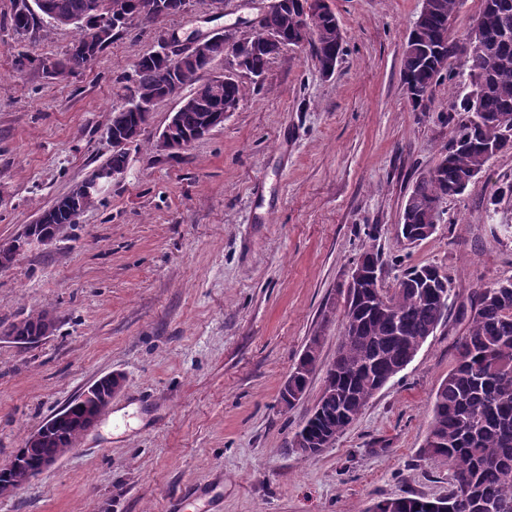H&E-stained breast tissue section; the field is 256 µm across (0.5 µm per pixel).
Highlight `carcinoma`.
I'll use <instances>...</instances> for the list:
<instances>
[{
  "instance_id": "1",
  "label": "carcinoma",
  "mask_w": 512,
  "mask_h": 512,
  "mask_svg": "<svg viewBox=\"0 0 512 512\" xmlns=\"http://www.w3.org/2000/svg\"><path fill=\"white\" fill-rule=\"evenodd\" d=\"M51 16L39 23L29 16H10V29L18 36L48 27L73 26L80 36L61 57L52 61L57 76L73 74L89 66L83 45L97 26L98 0H46ZM151 0H125L128 21L101 42L103 51L112 38L137 24L135 16ZM288 9L273 6L263 17L264 27L277 33L281 41L245 61L254 77L263 76L270 58L299 38L296 17L300 0H288ZM437 8L428 13L410 32L411 42L402 53V72L419 90L429 92L446 77L453 80L456 65L440 69L427 60V50L435 47L445 56L456 51L459 39L449 32V22L459 0H436ZM494 21L479 38L480 52L459 62L468 71L471 90L453 104L448 114L450 136L446 154L414 184L412 197L418 205L403 212L401 224L415 240L428 239L424 233L428 204L458 196L472 184L474 174L483 173L498 154L512 149V131L502 123L512 117V0H482L473 20L478 24L487 13ZM339 23L334 13L324 18V33L309 42L316 59L343 54V38L336 37ZM207 62L197 61L172 77L165 60L153 53L134 65L132 78L124 86L127 97L157 102L162 85L175 79L182 90L190 89L208 104L177 110L178 131L192 135L203 126L207 109L226 101L239 102L246 94L241 82L227 81L219 86L201 80ZM355 263L365 267L384 266L375 247H365ZM447 291L452 297L453 281L433 265L413 266L404 273L393 291L380 290L383 301L369 305L366 293H347L345 317L350 328L340 336L334 369V382L319 396L312 413L294 436L309 434L335 440L338 431L358 419L386 379L396 377L447 316L452 304L439 306L434 291ZM467 321L466 331L455 342L456 364L439 385L433 401L427 435L428 447L422 452L448 461L455 482L444 500L453 503L464 492L494 505L496 512H512V280L497 281L473 294L470 304L460 305ZM42 314L0 326V334L20 337L39 335ZM79 413L58 423L42 440L25 444L24 465L12 473L22 480L38 470L50 457L61 456L76 443L81 429Z\"/></svg>"
}]
</instances>
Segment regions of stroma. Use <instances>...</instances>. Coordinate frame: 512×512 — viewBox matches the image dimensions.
<instances>
[{
  "instance_id": "1",
  "label": "stroma",
  "mask_w": 512,
  "mask_h": 512,
  "mask_svg": "<svg viewBox=\"0 0 512 512\" xmlns=\"http://www.w3.org/2000/svg\"><path fill=\"white\" fill-rule=\"evenodd\" d=\"M267 0H209L168 17L180 44L250 32ZM344 55L325 76L291 46L223 127L166 156L142 142L101 203L0 269V325L54 312L53 336L0 342V463L88 385L123 387L98 424L0 512H363L383 498L447 495L452 472L424 456L434 393L465 321L449 312L414 359L317 456L288 441L323 383L283 409L280 391L312 337L329 366L343 333L353 260L375 245L382 286L411 266L448 272L458 297L512 279V150L443 204L430 238L397 233L415 182L448 144L460 74L421 104L402 50L422 0H329ZM79 32L0 31V241L112 154L106 130L125 79L155 47L135 25L86 69L46 74ZM34 63L16 71L17 52ZM376 239H369L370 228Z\"/></svg>"
}]
</instances>
